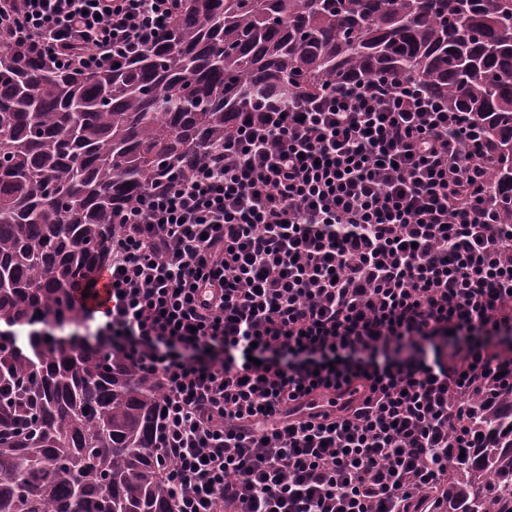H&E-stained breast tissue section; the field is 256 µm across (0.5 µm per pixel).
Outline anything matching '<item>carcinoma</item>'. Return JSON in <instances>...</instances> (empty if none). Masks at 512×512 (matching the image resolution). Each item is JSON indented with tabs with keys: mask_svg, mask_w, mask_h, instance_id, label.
I'll return each instance as SVG.
<instances>
[{
	"mask_svg": "<svg viewBox=\"0 0 512 512\" xmlns=\"http://www.w3.org/2000/svg\"><path fill=\"white\" fill-rule=\"evenodd\" d=\"M407 74L486 126L512 224V0H183L159 42L83 78L0 46V512H174L161 388L62 336L164 171L190 172L261 96ZM438 512H512V386L468 419Z\"/></svg>",
	"mask_w": 512,
	"mask_h": 512,
	"instance_id": "1",
	"label": "carcinoma"
}]
</instances>
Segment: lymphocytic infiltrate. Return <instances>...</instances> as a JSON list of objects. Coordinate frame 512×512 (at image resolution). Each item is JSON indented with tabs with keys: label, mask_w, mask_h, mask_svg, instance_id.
Returning <instances> with one entry per match:
<instances>
[{
	"label": "lymphocytic infiltrate",
	"mask_w": 512,
	"mask_h": 512,
	"mask_svg": "<svg viewBox=\"0 0 512 512\" xmlns=\"http://www.w3.org/2000/svg\"><path fill=\"white\" fill-rule=\"evenodd\" d=\"M180 0H0V40L84 73ZM484 124L417 83L239 113L130 208L79 328L162 387L175 512H411L512 384V224Z\"/></svg>",
	"instance_id": "obj_1"
}]
</instances>
